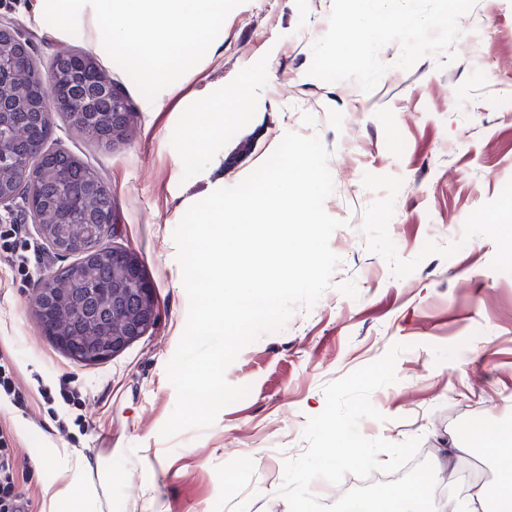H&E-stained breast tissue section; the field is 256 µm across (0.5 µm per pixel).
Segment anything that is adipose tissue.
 Masks as SVG:
<instances>
[{
  "label": "adipose tissue",
  "instance_id": "adipose-tissue-1",
  "mask_svg": "<svg viewBox=\"0 0 512 512\" xmlns=\"http://www.w3.org/2000/svg\"><path fill=\"white\" fill-rule=\"evenodd\" d=\"M487 451L496 468L492 487H480L464 501L436 500L428 497L422 486L397 490L381 500H368L365 512H512V432H494ZM44 460L58 472V484L45 486L47 503L64 500L67 512H112V474L102 466L92 465L81 450L46 449Z\"/></svg>",
  "mask_w": 512,
  "mask_h": 512
}]
</instances>
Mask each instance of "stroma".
<instances>
[{
    "label": "stroma",
    "instance_id": "stroma-1",
    "mask_svg": "<svg viewBox=\"0 0 512 512\" xmlns=\"http://www.w3.org/2000/svg\"><path fill=\"white\" fill-rule=\"evenodd\" d=\"M31 0H0L48 61L57 49L94 50L84 32L51 36ZM445 28L417 33L387 15ZM379 21L352 40L347 0H244L226 18L198 69L147 99L101 57L135 113L129 139L92 145L53 116L58 146L87 160L112 193V244L141 259L157 320L112 358L76 361L47 336L35 284L61 264L26 223L17 266L0 252V354L14 365L20 403L0 399V428L14 435L28 512H44L55 481L46 448L112 459V512H290L285 462L307 449L303 431L322 412L326 384L404 344L395 384L371 401L381 420L361 433L392 443L419 438L418 459L442 458L436 494L458 497L488 437L475 424L512 420V0H378ZM251 86L205 145L189 153L187 105ZM319 137L334 192L324 207L342 225L341 259L311 309L262 334L227 369L248 394L212 426L165 439L176 404L166 365L185 328L188 296L173 231L213 189L214 163L233 186L287 132ZM69 381L78 402L59 394ZM66 430H59V422Z\"/></svg>",
    "mask_w": 512,
    "mask_h": 512
}]
</instances>
